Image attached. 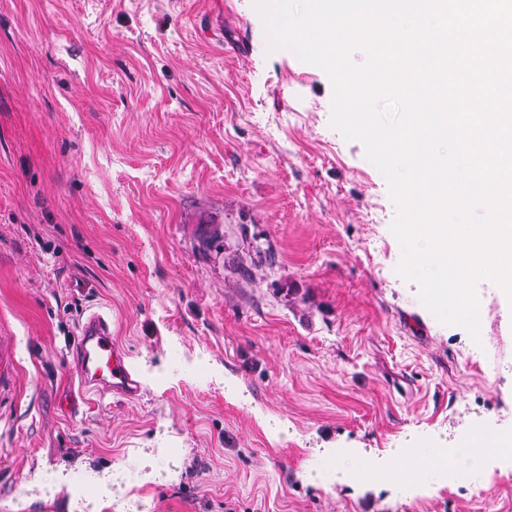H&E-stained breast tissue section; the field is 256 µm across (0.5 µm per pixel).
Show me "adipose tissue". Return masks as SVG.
I'll list each match as a JSON object with an SVG mask.
<instances>
[{
	"mask_svg": "<svg viewBox=\"0 0 512 512\" xmlns=\"http://www.w3.org/2000/svg\"><path fill=\"white\" fill-rule=\"evenodd\" d=\"M465 443L452 447L448 435L435 432L430 436L412 433L399 447L376 453L362 448H318L315 464L305 465L312 478L329 473L336 484L343 485L364 478H383L409 486L422 477L446 481L464 469L476 477L487 478L493 471L512 472V431H488L477 419L466 423ZM84 487L112 485L115 495H124L127 475L122 467L105 471H87L80 476L58 473L54 484H46L42 472H34L27 482L30 490L46 492L48 487Z\"/></svg>",
	"mask_w": 512,
	"mask_h": 512,
	"instance_id": "adipose-tissue-1",
	"label": "adipose tissue"
}]
</instances>
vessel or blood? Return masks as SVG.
<instances>
[{"instance_id": "1", "label": "vessel or blood", "mask_w": 512, "mask_h": 512, "mask_svg": "<svg viewBox=\"0 0 512 512\" xmlns=\"http://www.w3.org/2000/svg\"><path fill=\"white\" fill-rule=\"evenodd\" d=\"M76 371L81 389L100 396L117 394L129 399L141 393L138 363L112 339L107 319L92 313L79 327Z\"/></svg>"}]
</instances>
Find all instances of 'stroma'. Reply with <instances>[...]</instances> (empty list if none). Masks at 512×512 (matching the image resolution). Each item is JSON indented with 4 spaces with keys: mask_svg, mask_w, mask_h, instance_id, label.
Returning <instances> with one entry per match:
<instances>
[{
    "mask_svg": "<svg viewBox=\"0 0 512 512\" xmlns=\"http://www.w3.org/2000/svg\"><path fill=\"white\" fill-rule=\"evenodd\" d=\"M331 97L267 53L252 0H0V512H73L29 474L135 475L161 435L169 479L128 489L147 512H512V473L407 494L303 473L317 447L512 425L503 299L475 356L404 290L387 182ZM94 310L143 366L137 401L71 383Z\"/></svg>",
    "mask_w": 512,
    "mask_h": 512,
    "instance_id": "stroma-1",
    "label": "stroma"
}]
</instances>
